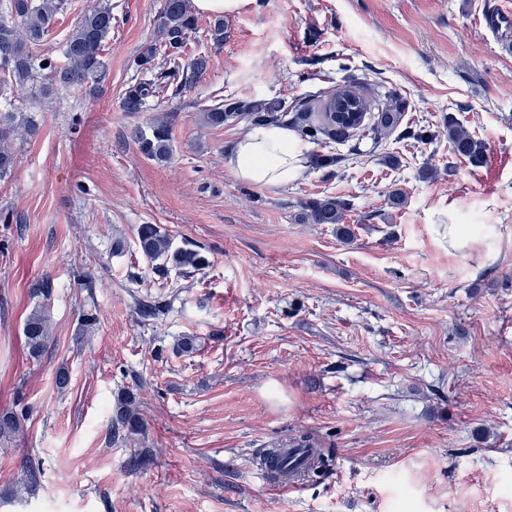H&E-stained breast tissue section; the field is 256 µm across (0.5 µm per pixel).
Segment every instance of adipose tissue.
<instances>
[{
	"label": "adipose tissue",
	"mask_w": 512,
	"mask_h": 512,
	"mask_svg": "<svg viewBox=\"0 0 512 512\" xmlns=\"http://www.w3.org/2000/svg\"><path fill=\"white\" fill-rule=\"evenodd\" d=\"M229 164L237 178L260 187L287 185L300 179L305 169L300 142L284 128L241 133Z\"/></svg>",
	"instance_id": "obj_1"
}]
</instances>
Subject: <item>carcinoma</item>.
Instances as JSON below:
<instances>
[{
  "label": "carcinoma",
  "mask_w": 512,
  "mask_h": 512,
  "mask_svg": "<svg viewBox=\"0 0 512 512\" xmlns=\"http://www.w3.org/2000/svg\"><path fill=\"white\" fill-rule=\"evenodd\" d=\"M66 6V0H6L0 5V85H10L18 90L30 84L35 75L43 73L50 86H90L94 91L106 77L105 44L112 33V7L108 0L83 11L72 33L65 42L64 61L40 58L33 47L41 43L51 30L55 15ZM158 40L143 45L133 64L152 79L128 87L123 98L126 112H141L146 99L156 93L169 92L175 97L190 87L206 70L207 61L197 57L184 59L185 49L192 34L198 29V19L192 12L189 0H165L163 9L153 20ZM163 57L164 64L155 63ZM391 104L381 109L377 121L365 123L371 111L368 99L349 88L340 89L322 100V111L310 112L305 103H288L273 99L259 103L245 97L226 102L201 113V122L209 127H222L226 123L243 120L249 128H267L287 125L295 129L301 139L322 145L327 152L314 157L313 166L328 169L339 162L333 145H342L353 139L354 133L370 130L379 137L393 132L399 126L401 106L395 94H388ZM32 133L27 120L20 112H0V179L11 174L16 165L14 140ZM446 135L451 152L472 165L483 162L486 146L476 135L454 117H448ZM140 153L151 160L164 162L170 157L171 123L167 118H155L150 124L135 132ZM304 219L311 224H334L340 237L351 235L345 225L350 203L332 196L313 197L302 203ZM136 244L145 257L153 279L161 286L168 283L172 272L201 271L210 266L204 248L188 240L174 244L173 239L158 224H141L136 229ZM34 293L44 299L28 315L23 334L30 356L38 358L50 341V319L45 301L52 294L50 280L42 282ZM135 396L128 394L118 400L113 424L115 431L122 429L135 434L143 426L134 409ZM27 411L0 416V434L19 430L26 420ZM297 446L316 456V461L299 470L308 480L326 476L333 459L323 449L315 447L311 436L302 434Z\"/></svg>",
  "instance_id": "carcinoma-1"
}]
</instances>
